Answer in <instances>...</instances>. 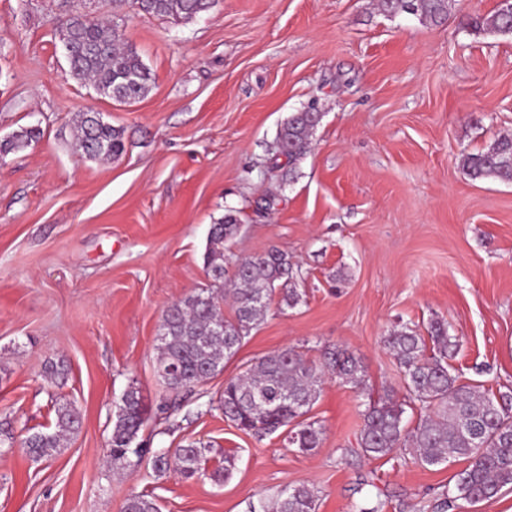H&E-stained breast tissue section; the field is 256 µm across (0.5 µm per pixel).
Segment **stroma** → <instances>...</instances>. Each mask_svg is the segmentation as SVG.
<instances>
[{"label":"stroma","instance_id":"obj_1","mask_svg":"<svg viewBox=\"0 0 512 512\" xmlns=\"http://www.w3.org/2000/svg\"><path fill=\"white\" fill-rule=\"evenodd\" d=\"M499 0H465L441 26L382 13L376 0H218L190 22L113 12L154 78L131 104L74 79L54 38L58 0H0V425L14 439L50 427L70 403L82 425L61 454L35 462L0 447V512H122L145 494L159 512H249L306 484L318 512H439L467 462L434 467L408 450L369 459L362 404L404 397L383 343L401 325L447 324L461 380L512 392V185L474 180L464 153L512 135V34L467 28ZM323 117L293 174L270 169L280 124ZM123 129L118 159L80 157L78 113ZM231 210L240 257L275 247L295 264L300 301L274 297L222 372L181 409L156 373L164 309L207 287L209 230ZM339 346L366 388L325 376L309 419L319 448L286 430L254 435L226 421L229 378L292 347L310 359ZM63 362V379L44 376ZM137 388L139 437L174 450L200 441L201 477L157 472L149 453L108 461L115 405ZM231 469L229 479L214 475ZM39 136V132L34 128H23L13 133L8 139L0 143V153H9L11 151L24 149L31 145Z\"/></svg>","mask_w":512,"mask_h":512}]
</instances>
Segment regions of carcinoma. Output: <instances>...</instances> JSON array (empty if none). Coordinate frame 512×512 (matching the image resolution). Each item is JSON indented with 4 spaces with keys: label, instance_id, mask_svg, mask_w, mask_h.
Here are the masks:
<instances>
[{
    "label": "carcinoma",
    "instance_id": "obj_1",
    "mask_svg": "<svg viewBox=\"0 0 512 512\" xmlns=\"http://www.w3.org/2000/svg\"><path fill=\"white\" fill-rule=\"evenodd\" d=\"M459 0H380L381 10L420 16L431 25L450 17ZM216 0H112V9L128 6L137 13L172 16L186 22L211 10ZM68 23L67 42L62 45L72 75L104 91L103 97L131 103L145 97L152 83L150 69L138 51L125 43L119 25L112 20L84 19L81 12L64 10ZM474 27L502 34L512 33V14L499 7L472 21ZM316 108L295 112L280 127L275 141L274 168L278 160L291 166L310 151ZM75 140L89 160L109 161L124 152L123 131L99 120L97 112H81L75 118ZM40 132L22 128L0 143V153L24 149ZM460 167L473 179H491L512 184V135L496 139L486 150L465 154ZM239 230L238 217L229 212L212 225L205 251V272L215 284L231 274L234 315L227 319L223 296L203 288L169 305L162 316L157 344V372L173 393L190 391L205 377L224 368L242 340L266 316L275 292L290 307L299 302L294 264L273 247L265 253L235 259L226 243ZM385 345L397 362L409 404L419 406L423 416L406 429L405 403L388 395L367 405L358 446L367 458L379 459L407 446L424 466H436L463 458L469 465L457 475L454 500L489 501L505 487H512V396L481 392L451 373L448 358L458 349L456 337L437 322L430 336L403 325L390 332ZM362 391L365 370L361 361L345 349L328 348L323 362L316 363L293 348L259 359L244 374L224 382L221 408L224 418L240 430L272 434L290 428L288 443L302 451L321 444L322 428L304 421L316 402L323 375ZM146 419L139 391L129 387L121 398L112 427L109 457L127 458ZM79 411L72 405L56 409L53 429L35 432L24 440V450L34 460H48L61 452L67 436L78 431ZM204 448L190 443L171 453L158 450L152 456L159 472L173 471L185 479L200 474ZM317 496L305 484L286 488L262 512H317ZM123 512H158L156 503L144 495L127 498Z\"/></svg>",
    "mask_w": 512,
    "mask_h": 512
}]
</instances>
